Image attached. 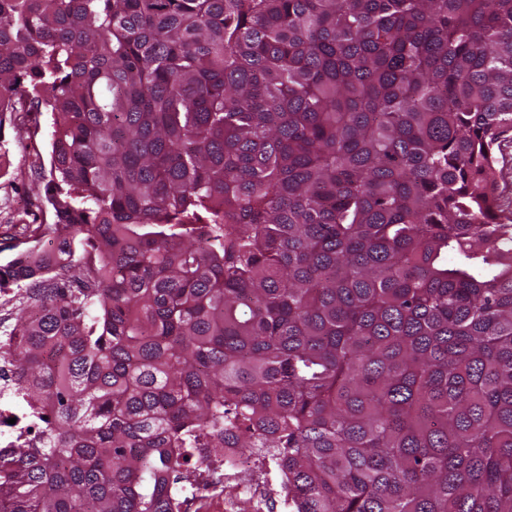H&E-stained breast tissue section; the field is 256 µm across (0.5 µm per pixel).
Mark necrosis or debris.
Masks as SVG:
<instances>
[{
    "mask_svg": "<svg viewBox=\"0 0 512 512\" xmlns=\"http://www.w3.org/2000/svg\"><path fill=\"white\" fill-rule=\"evenodd\" d=\"M12 367L0 362V437L14 445L37 444L44 431L39 409L22 404L9 387ZM288 478L272 452L227 448L214 454L201 449L190 477L172 486L178 512H293L286 489Z\"/></svg>",
    "mask_w": 512,
    "mask_h": 512,
    "instance_id": "obj_1",
    "label": "necrosis or debris"
}]
</instances>
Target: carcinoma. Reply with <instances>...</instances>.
Masks as SVG:
<instances>
[{
    "mask_svg": "<svg viewBox=\"0 0 512 512\" xmlns=\"http://www.w3.org/2000/svg\"><path fill=\"white\" fill-rule=\"evenodd\" d=\"M44 110L0 512H173L228 445L296 512H512V0H0ZM500 170L499 191L502 192V204L506 212L512 214V134L501 143L497 151ZM0 369L2 375L0 379V437L6 436L13 439L8 442V445H25L26 447L36 445L44 431L42 414L36 406H31V410H29V405L23 400L25 404L18 408V403L22 398L9 388L8 381H6L13 368L9 363L2 362L1 358ZM10 418H16V423L8 424Z\"/></svg>",
    "mask_w": 512,
    "mask_h": 512,
    "instance_id": "1",
    "label": "carcinoma"
}]
</instances>
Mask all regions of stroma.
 Segmentation results:
<instances>
[{"instance_id": "stroma-1", "label": "stroma", "mask_w": 512, "mask_h": 512, "mask_svg": "<svg viewBox=\"0 0 512 512\" xmlns=\"http://www.w3.org/2000/svg\"><path fill=\"white\" fill-rule=\"evenodd\" d=\"M51 132L46 112L37 119L22 112L0 116V266L52 246L55 218L44 195Z\"/></svg>"}]
</instances>
